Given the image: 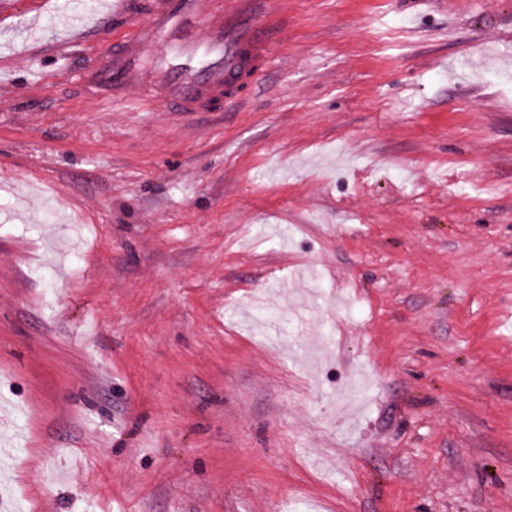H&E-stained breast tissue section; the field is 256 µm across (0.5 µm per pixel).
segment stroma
<instances>
[{
    "label": "stroma",
    "instance_id": "stroma-1",
    "mask_svg": "<svg viewBox=\"0 0 512 512\" xmlns=\"http://www.w3.org/2000/svg\"><path fill=\"white\" fill-rule=\"evenodd\" d=\"M109 6L0 0V495L512 512V0H288L186 114L85 87Z\"/></svg>",
    "mask_w": 512,
    "mask_h": 512
}]
</instances>
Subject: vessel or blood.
Segmentation results:
<instances>
[{
	"instance_id": "b4317fda",
	"label": "vessel or blood",
	"mask_w": 512,
	"mask_h": 512,
	"mask_svg": "<svg viewBox=\"0 0 512 512\" xmlns=\"http://www.w3.org/2000/svg\"><path fill=\"white\" fill-rule=\"evenodd\" d=\"M130 17L112 43L97 48L83 78L99 98L147 105L164 99L173 112H207L231 98L236 83L254 78L255 59L268 57L283 18L282 0H148L143 16L132 0H112L99 18Z\"/></svg>"
}]
</instances>
